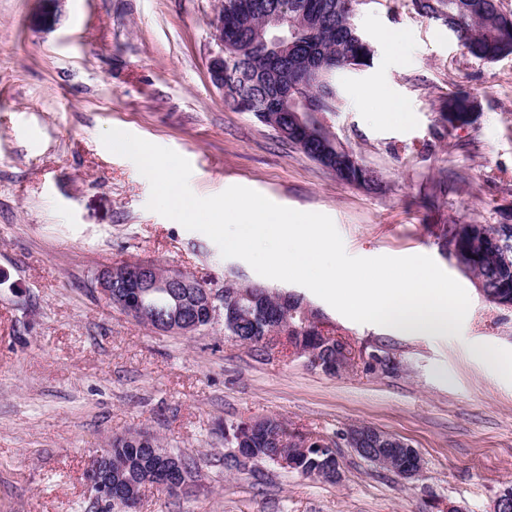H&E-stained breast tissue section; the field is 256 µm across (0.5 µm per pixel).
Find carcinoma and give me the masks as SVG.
Masks as SVG:
<instances>
[{
	"label": "carcinoma",
	"instance_id": "obj_1",
	"mask_svg": "<svg viewBox=\"0 0 512 512\" xmlns=\"http://www.w3.org/2000/svg\"><path fill=\"white\" fill-rule=\"evenodd\" d=\"M278 2L288 9V16L296 27L290 34L296 50L288 56L266 54L253 45L254 28L262 16L260 5ZM241 10L224 17V43L236 53L231 67L224 68V82L237 86L243 96L259 103L275 115V123L283 131L280 138L292 145L304 142L305 154L318 160L321 147L333 136L329 127L320 125L319 135L303 140V135L291 128L287 113L274 110L278 94L291 87L306 83L316 72L323 77L321 85L314 86L311 97L326 115L339 110L340 102L336 78L338 74L368 67L373 61V46L357 44L351 37L346 15L354 10L359 0H238ZM409 6L418 15L442 20L458 19V42L469 55L494 61L512 54V17L504 13L498 0H410ZM475 101L465 93L448 95L439 109L445 128H457L471 122ZM321 165L346 184L373 190L381 183L380 174L362 163L353 151L333 153ZM438 247L454 250L457 265L480 281L486 292L497 299L499 306L512 307V249L503 251L497 240L512 242V224H448L433 225ZM183 289L189 307L197 312L201 327L213 322L205 304L199 281ZM251 289L248 296H239L234 289ZM224 296L235 300V325L224 335L236 337L240 343L259 350L269 348L263 337L274 336L292 324L296 344L303 349L319 351L324 363L333 367V374L354 366L352 350H344L341 341L328 344L307 323L304 299L297 297L288 304L279 302L280 293L266 288L247 285L237 280L224 281ZM224 440L230 447H240L251 459V467L259 464L279 465L288 458L294 463L293 471L306 476L318 471L319 479L333 482L330 471L339 463L338 452L328 448L304 453L295 443L285 425L276 418L252 424L241 421L224 428ZM112 498L124 499L131 488L144 480L160 485H173L180 473L164 464L150 441L135 446L117 436L112 440Z\"/></svg>",
	"mask_w": 512,
	"mask_h": 512
}]
</instances>
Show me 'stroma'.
I'll return each mask as SVG.
<instances>
[{
	"label": "stroma",
	"instance_id": "obj_1",
	"mask_svg": "<svg viewBox=\"0 0 512 512\" xmlns=\"http://www.w3.org/2000/svg\"><path fill=\"white\" fill-rule=\"evenodd\" d=\"M218 0H0V512H95L86 479L113 436L147 432L192 457L177 496L147 491L136 512H492L512 485V308L490 303L429 231L512 218V55L472 57L446 25L403 0H362L354 23L371 66L337 78L333 131L383 190L344 184L212 85L207 60ZM407 33L396 45L386 34ZM386 85L409 114L395 123L359 95ZM476 99L469 126L444 130L443 98ZM119 128L173 149L200 197L233 185L332 218L356 257L427 255L467 291L460 334L397 333L349 320L298 284L222 257L205 234L148 210L150 185L103 145ZM448 195L430 209L439 179ZM156 261L211 288L225 279L304 295L355 357L379 350L391 373L363 365L332 377L303 360L256 351L223 321L162 333L95 290L104 266ZM275 416L337 443L342 479L328 484L269 465L224 468V426ZM367 424L416 448L415 480L366 462L344 442Z\"/></svg>",
	"mask_w": 512,
	"mask_h": 512
}]
</instances>
